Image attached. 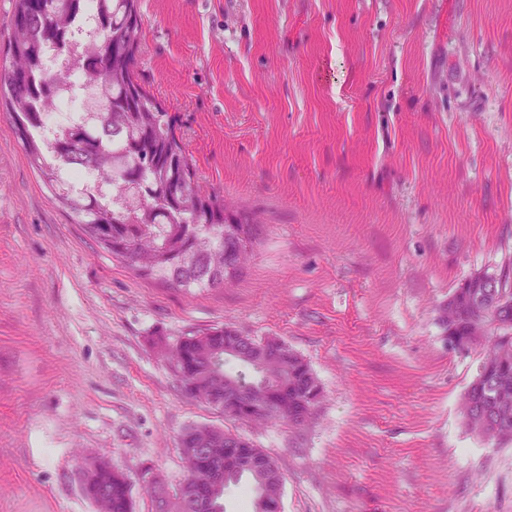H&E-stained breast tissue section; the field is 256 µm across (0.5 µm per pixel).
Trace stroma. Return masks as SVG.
<instances>
[{"label":"stroma","instance_id":"1","mask_svg":"<svg viewBox=\"0 0 512 512\" xmlns=\"http://www.w3.org/2000/svg\"><path fill=\"white\" fill-rule=\"evenodd\" d=\"M139 72L202 184L255 214L221 288L137 277L49 198L0 112V512H97L81 457L184 475L207 425L277 460L282 512H512V444L472 434L477 352L448 297L512 288V0H141ZM283 340L325 390L309 426L186 398L150 340Z\"/></svg>","mask_w":512,"mask_h":512}]
</instances>
